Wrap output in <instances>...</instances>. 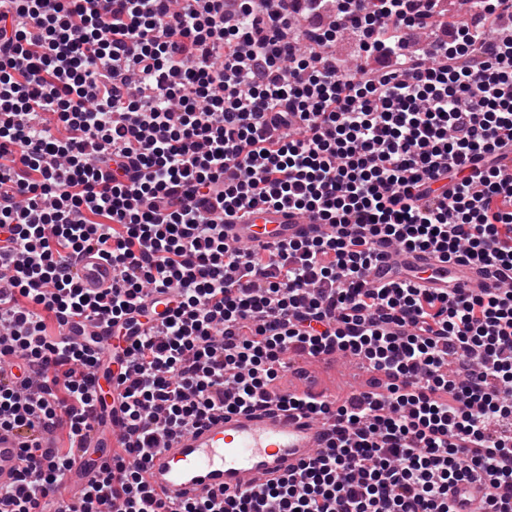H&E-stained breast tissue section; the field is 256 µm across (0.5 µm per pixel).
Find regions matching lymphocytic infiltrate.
<instances>
[{
    "label": "lymphocytic infiltrate",
    "mask_w": 512,
    "mask_h": 512,
    "mask_svg": "<svg viewBox=\"0 0 512 512\" xmlns=\"http://www.w3.org/2000/svg\"><path fill=\"white\" fill-rule=\"evenodd\" d=\"M0 0V427L23 440L10 512L74 466L97 358L56 327L115 334L167 296L162 331L121 350L126 445L79 512H453L479 475L512 512V0ZM353 34L360 62L330 48ZM286 205L333 234L232 248L224 219ZM480 266L447 296L419 272L380 286L385 249ZM95 251L118 279L72 270ZM349 352L384 375L339 407L271 399L290 350ZM256 407L329 419L327 448L241 494L169 508L160 437ZM69 448H42L39 429ZM81 288H110L115 280L112 262L96 252L84 253L76 261Z\"/></svg>",
    "instance_id": "1"
}]
</instances>
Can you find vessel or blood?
I'll return each mask as SVG.
<instances>
[{
  "mask_svg": "<svg viewBox=\"0 0 512 512\" xmlns=\"http://www.w3.org/2000/svg\"><path fill=\"white\" fill-rule=\"evenodd\" d=\"M328 225L312 216L288 207L258 206L226 217L224 240L230 246L263 244L276 247L291 239L328 232ZM400 268L427 270L428 288H469L478 285L475 268L455 266L429 253L389 249L369 274V281H385L388 272ZM78 281L84 288H108L115 278L112 263L96 253L82 254L76 261ZM62 336L72 341L94 337L95 351L107 353L115 345L133 346L134 337H116L100 318L74 320L62 325ZM90 427L78 440L81 448H117L124 438L119 417L101 423L91 415ZM329 430L322 421L301 413L227 412L206 423L165 437L147 464L150 486L170 505L198 497L207 491L242 493L255 489L267 480L295 470L301 462L325 447ZM21 440L15 430L0 428V490L11 489L23 463ZM484 487L472 479L459 483L450 491L455 512H474ZM57 512H74L75 490L66 480L49 492Z\"/></svg>",
  "mask_w": 512,
  "mask_h": 512,
  "instance_id": "b4317fda",
  "label": "vessel or blood"
}]
</instances>
